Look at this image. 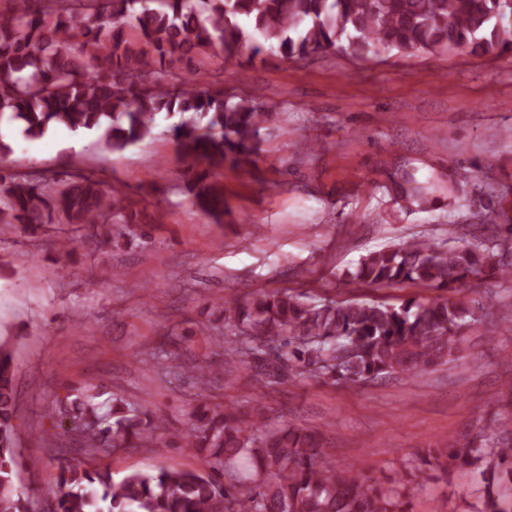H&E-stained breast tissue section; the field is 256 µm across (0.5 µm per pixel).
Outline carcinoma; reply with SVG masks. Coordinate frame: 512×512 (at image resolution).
<instances>
[{
    "label": "carcinoma",
    "instance_id": "carcinoma-1",
    "mask_svg": "<svg viewBox=\"0 0 512 512\" xmlns=\"http://www.w3.org/2000/svg\"><path fill=\"white\" fill-rule=\"evenodd\" d=\"M277 47L287 58L348 50L437 53L450 48L487 56L512 50V0H0V123H18L29 138L60 127L92 132L111 152L153 135L157 117L180 115L178 149L195 203L215 221L224 193L197 173L252 162L254 142L270 112L247 98L200 91L167 79L174 60ZM126 195L107 193L81 171L64 179L21 177L0 169V224L34 232L65 217L99 229L130 223ZM492 246L475 240L449 249L414 238L360 259L352 278L368 285L411 283L455 293L476 274L512 279V224ZM224 364H253L265 385L284 383L282 368L356 386L392 375L416 376L456 351V329L481 320L480 301L443 295L399 305L346 299L312 303L290 289L227 297ZM65 404L80 438L77 451L96 460L161 437L163 420L100 406L79 391ZM16 391L8 338L0 337V512H28L16 486ZM495 440L465 436L430 448L420 465L470 466L512 478V419L495 416ZM182 447L206 452L208 470L161 467L114 479L109 467H60L50 512H409L401 492L364 473L362 463L336 471L324 465L320 435L275 428L262 409L203 405ZM256 484L247 494L242 481Z\"/></svg>",
    "mask_w": 512,
    "mask_h": 512
}]
</instances>
